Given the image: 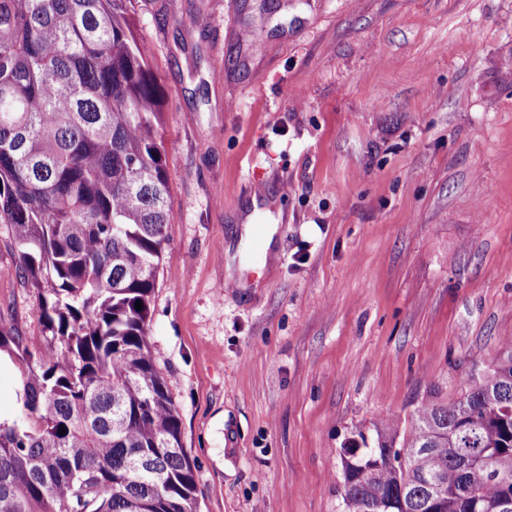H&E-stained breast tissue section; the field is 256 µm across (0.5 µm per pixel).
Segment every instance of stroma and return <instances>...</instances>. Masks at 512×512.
Masks as SVG:
<instances>
[{
    "mask_svg": "<svg viewBox=\"0 0 512 512\" xmlns=\"http://www.w3.org/2000/svg\"><path fill=\"white\" fill-rule=\"evenodd\" d=\"M171 222L149 337L201 512H340L356 428L512 334V0H135ZM266 200L254 205L253 187ZM276 225L272 264L242 219ZM0 321L44 342L0 224Z\"/></svg>",
    "mask_w": 512,
    "mask_h": 512,
    "instance_id": "1",
    "label": "stroma"
}]
</instances>
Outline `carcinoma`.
Returning a JSON list of instances; mask_svg holds the SVG:
<instances>
[{
	"label": "carcinoma",
	"mask_w": 512,
	"mask_h": 512,
	"mask_svg": "<svg viewBox=\"0 0 512 512\" xmlns=\"http://www.w3.org/2000/svg\"><path fill=\"white\" fill-rule=\"evenodd\" d=\"M132 2L0 0V223L46 336L31 348L0 323L21 371L0 417V512H200L149 341L170 213L163 91ZM339 464L342 512H502L512 336L455 401L432 391L410 427L356 429Z\"/></svg>",
	"instance_id": "1"
}]
</instances>
